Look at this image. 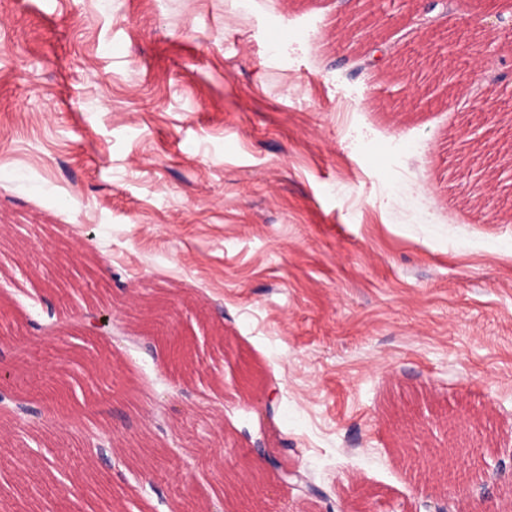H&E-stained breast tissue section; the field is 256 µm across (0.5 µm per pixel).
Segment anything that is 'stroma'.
<instances>
[{
  "mask_svg": "<svg viewBox=\"0 0 512 512\" xmlns=\"http://www.w3.org/2000/svg\"><path fill=\"white\" fill-rule=\"evenodd\" d=\"M240 4L0 0V365L71 395L65 427L0 410V512H491L512 8L454 0L441 38V6L384 0L363 68L357 0ZM250 461L320 493L243 500ZM85 334L89 336H110L112 333V318L110 315L95 308H89L82 315ZM277 479L280 483L291 485L296 490L306 495H318L320 492L319 489L312 484L309 478L296 468L281 470L277 475Z\"/></svg>",
  "mask_w": 512,
  "mask_h": 512,
  "instance_id": "35a3bbf8",
  "label": "stroma"
}]
</instances>
